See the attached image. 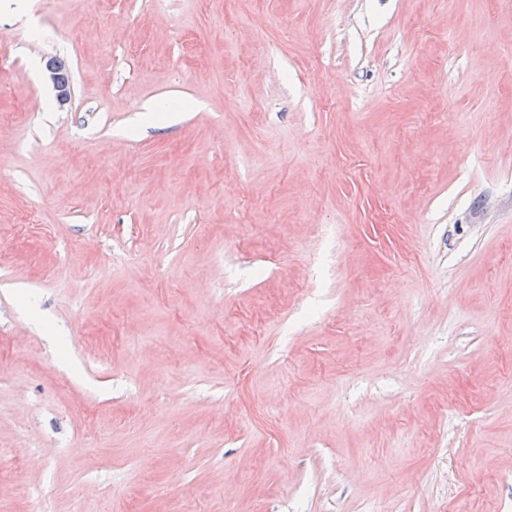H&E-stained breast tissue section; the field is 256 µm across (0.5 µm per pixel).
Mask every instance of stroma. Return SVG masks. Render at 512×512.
Returning <instances> with one entry per match:
<instances>
[{
    "mask_svg": "<svg viewBox=\"0 0 512 512\" xmlns=\"http://www.w3.org/2000/svg\"><path fill=\"white\" fill-rule=\"evenodd\" d=\"M0 512H512V0H0Z\"/></svg>",
    "mask_w": 512,
    "mask_h": 512,
    "instance_id": "35a3bbf8",
    "label": "stroma"
}]
</instances>
